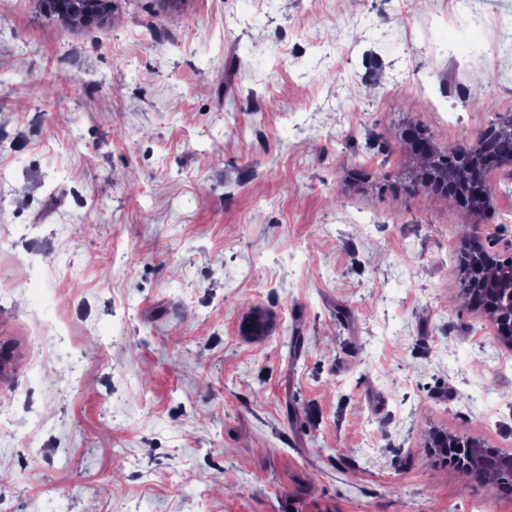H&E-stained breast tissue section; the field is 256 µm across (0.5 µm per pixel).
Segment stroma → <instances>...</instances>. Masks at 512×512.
Segmentation results:
<instances>
[{"mask_svg": "<svg viewBox=\"0 0 512 512\" xmlns=\"http://www.w3.org/2000/svg\"><path fill=\"white\" fill-rule=\"evenodd\" d=\"M502 112L512 0H0V505L512 512L427 449L512 452L457 261L512 254V164L474 219L402 137Z\"/></svg>", "mask_w": 512, "mask_h": 512, "instance_id": "35a3bbf8", "label": "stroma"}]
</instances>
